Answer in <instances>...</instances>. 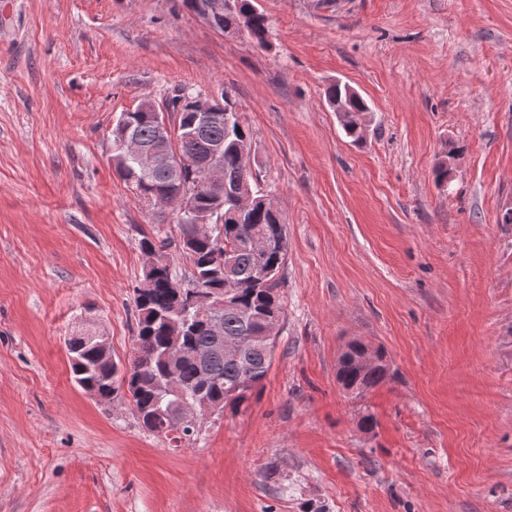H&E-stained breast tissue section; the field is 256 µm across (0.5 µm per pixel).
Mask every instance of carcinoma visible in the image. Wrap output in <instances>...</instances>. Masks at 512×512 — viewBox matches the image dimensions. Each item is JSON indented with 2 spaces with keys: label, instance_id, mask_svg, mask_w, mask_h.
<instances>
[{
  "label": "carcinoma",
  "instance_id": "obj_1",
  "mask_svg": "<svg viewBox=\"0 0 512 512\" xmlns=\"http://www.w3.org/2000/svg\"><path fill=\"white\" fill-rule=\"evenodd\" d=\"M244 22L246 36L259 46H266L270 35L267 16L254 0H237L236 10L224 13V28ZM325 101L338 115L345 134L359 143L366 128L362 118L369 107L348 85L330 84ZM177 111V140H157V113L136 108L124 112L112 129L117 136L131 128L143 143L154 144L168 154L184 150L180 143L190 131L194 120V96L176 90L163 99ZM212 108L225 114L224 121L203 129L193 144L194 160L182 164V179L172 183L162 172L150 176L141 174L138 166L120 155L112 156L115 171L139 199L159 197L172 199L182 194L194 200L193 209L177 206L176 238L143 236L141 251L158 253L159 266L142 280L150 285L142 290L133 288L137 311L136 354L124 362L104 353L80 338L69 341L68 351L74 382L84 391L96 389L105 397L125 394L130 398V411L143 431L168 439L179 431L178 440L191 441L195 432L180 424L179 403L205 402L224 411H236L249 402L257 388L263 385L271 368L276 338L268 346L247 350L246 362L251 373H243L242 364L225 359L214 349L212 324L202 314L203 300L215 295L229 299L224 308L222 328L224 338L243 339L261 333L274 320L284 316L280 288L284 285V269L288 259V232L279 210L271 206L268 193L261 188L260 175H249L254 199L248 210L235 211L228 198L213 195L206 186L198 167L209 153L211 144L224 146V184L232 185L243 173L245 154L251 152L249 129L241 121L236 101L229 92L210 99ZM267 241V249L259 254L249 244V234ZM174 248L188 263L182 273L172 268L167 249ZM179 279L186 291L180 313L172 308L170 281ZM336 363V380L342 389L362 398L374 389L394 379V372L384 349H376L373 367L361 359L362 344L355 339L347 344ZM178 358L177 376L170 366Z\"/></svg>",
  "mask_w": 512,
  "mask_h": 512
}]
</instances>
